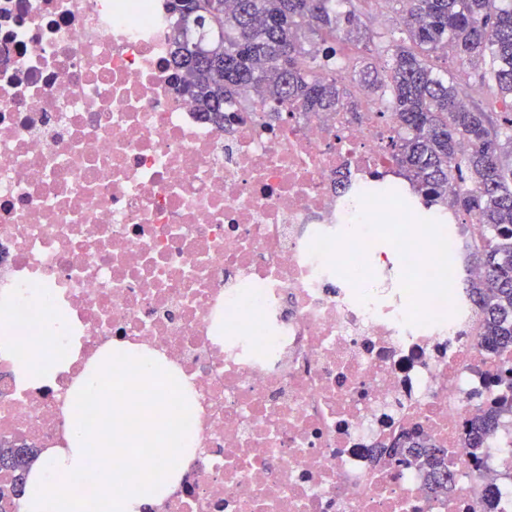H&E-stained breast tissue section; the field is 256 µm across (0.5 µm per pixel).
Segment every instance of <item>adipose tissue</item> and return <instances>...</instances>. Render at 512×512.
<instances>
[{
	"instance_id": "obj_1",
	"label": "adipose tissue",
	"mask_w": 512,
	"mask_h": 512,
	"mask_svg": "<svg viewBox=\"0 0 512 512\" xmlns=\"http://www.w3.org/2000/svg\"><path fill=\"white\" fill-rule=\"evenodd\" d=\"M82 326L68 302L56 298L49 317L31 336H0V357L8 359L19 382L27 387L58 383L70 371L82 349Z\"/></svg>"
}]
</instances>
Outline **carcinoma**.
Returning <instances> with one entry per match:
<instances>
[{
    "mask_svg": "<svg viewBox=\"0 0 512 512\" xmlns=\"http://www.w3.org/2000/svg\"><path fill=\"white\" fill-rule=\"evenodd\" d=\"M181 25L173 34L172 63L199 112L224 122V100L240 97L287 112H355L353 94L336 72L347 57L341 40L359 55L375 53L361 82L398 123L388 143L413 194L431 209L448 207L488 231L472 253L486 278L463 279L481 306L488 346L512 347V0H391L402 5L400 35L366 28L370 0H169ZM476 74L492 110L463 102L435 67L443 50ZM308 62L307 67L298 61ZM512 404L478 418L473 447ZM399 462L419 460L427 478L440 474L439 450L395 444ZM29 447H0V469L13 473L11 493H24L25 475L38 457Z\"/></svg>",
    "mask_w": 512,
    "mask_h": 512,
    "instance_id": "cac0c4a2",
    "label": "carcinoma"
}]
</instances>
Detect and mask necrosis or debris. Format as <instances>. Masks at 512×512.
I'll use <instances>...</instances> for the list:
<instances>
[{"label":"necrosis or debris","instance_id":"1","mask_svg":"<svg viewBox=\"0 0 512 512\" xmlns=\"http://www.w3.org/2000/svg\"><path fill=\"white\" fill-rule=\"evenodd\" d=\"M165 0H0V292L55 288L83 325L56 387L0 358V442L58 448L69 391L117 341L162 355L197 400L195 451L151 512H512V398L446 258L481 278L476 222L421 224L394 184L396 124L358 112L205 120L176 81ZM410 231L390 251L376 232ZM445 449L449 479L395 465ZM512 412V401L510 402V405H503L499 411L496 413H489L487 415H484L480 418H478L477 421H475L471 426V438L470 440L473 441V448H478L480 445V439L481 437L489 430L495 427L498 421V416L501 415V413H510ZM417 447L419 446L409 444L407 445L405 441L397 442L393 448H397L395 455L399 456L398 463H407L409 460L407 455L416 458V460H419V467H421V469L426 472L427 478L433 479L435 481L437 477L439 478L440 474L439 466L441 464V458L439 453L441 450H437L435 448L427 449ZM402 448H408L406 453Z\"/></svg>","mask_w":512,"mask_h":512}]
</instances>
